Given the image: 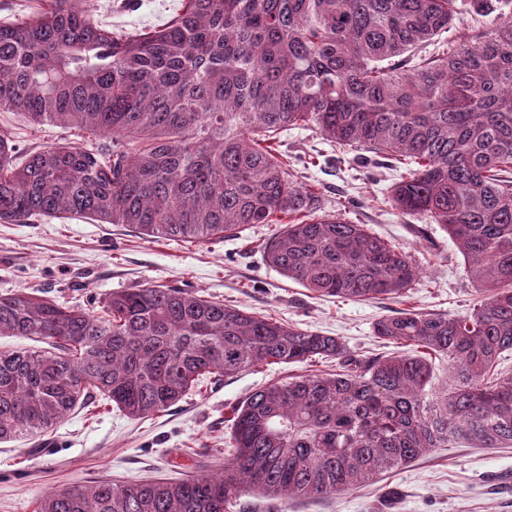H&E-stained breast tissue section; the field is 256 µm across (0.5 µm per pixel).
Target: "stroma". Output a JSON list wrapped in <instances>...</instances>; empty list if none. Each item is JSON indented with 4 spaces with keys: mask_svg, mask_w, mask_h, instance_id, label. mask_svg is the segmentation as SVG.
Segmentation results:
<instances>
[{
    "mask_svg": "<svg viewBox=\"0 0 512 512\" xmlns=\"http://www.w3.org/2000/svg\"><path fill=\"white\" fill-rule=\"evenodd\" d=\"M185 0H84L83 10L116 33H146L183 10ZM18 156L68 141L93 148L97 138L33 125L0 112ZM273 147L290 179L320 198L323 212L342 216L406 253L416 271L406 298L319 297L263 260L276 224H253L238 236L204 243L147 239L120 224L39 217L0 224V294L24 288L101 311L118 290L146 284L180 288L272 316L304 330L339 337L364 356L400 353L373 327L401 309L469 314L482 295L442 226L392 206L399 165L341 148L308 127L278 135ZM331 361L274 365L223 378L168 411L133 419L104 397L71 412L49 432L0 444V512H36L46 492L95 481L175 480L207 475L231 441L234 409L249 394L290 376L334 370ZM286 512H512V447L438 448L362 489L289 501Z\"/></svg>",
    "mask_w": 512,
    "mask_h": 512,
    "instance_id": "stroma-1",
    "label": "stroma"
}]
</instances>
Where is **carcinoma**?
I'll use <instances>...</instances> for the list:
<instances>
[{"label": "carcinoma", "mask_w": 512, "mask_h": 512, "mask_svg": "<svg viewBox=\"0 0 512 512\" xmlns=\"http://www.w3.org/2000/svg\"><path fill=\"white\" fill-rule=\"evenodd\" d=\"M512 0H467L494 28L410 66L456 0H186L147 34L116 35L73 0L0 23V111L85 131L19 164L0 134V223L80 216L148 238L206 242L286 222L266 263L317 296H404L409 257L361 224L321 214L262 143L291 126L406 163L391 201L429 214L486 297L466 316L402 310L359 356L303 330L180 288L113 292L105 316L23 289L0 295V442L50 431L97 393L132 418L207 378L336 360L277 381L234 411L233 452L209 476L100 481L45 493L37 512H226L360 489L450 443L512 446ZM448 360L451 377L435 358Z\"/></svg>", "instance_id": "cac0c4a2"}]
</instances>
